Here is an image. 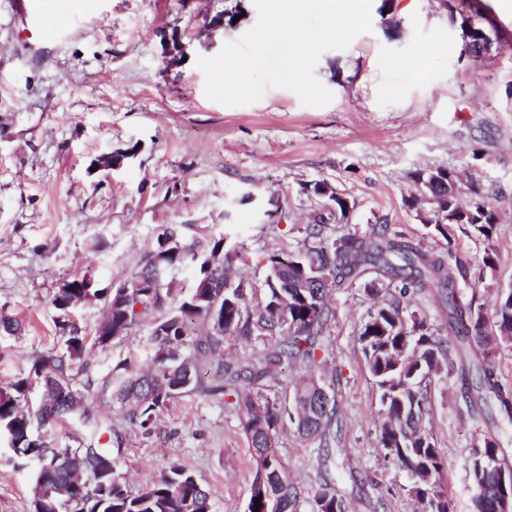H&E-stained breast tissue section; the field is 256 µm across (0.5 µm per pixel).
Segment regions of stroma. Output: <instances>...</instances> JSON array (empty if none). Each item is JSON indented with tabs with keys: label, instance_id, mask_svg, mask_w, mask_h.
<instances>
[{
	"label": "stroma",
	"instance_id": "35a3bbf8",
	"mask_svg": "<svg viewBox=\"0 0 512 512\" xmlns=\"http://www.w3.org/2000/svg\"><path fill=\"white\" fill-rule=\"evenodd\" d=\"M19 2L0 0V313L22 324L0 332V388L36 356L60 351L58 288L87 272L102 288L126 280L165 224L189 225L202 240L228 235L250 303L264 304L269 255L302 248L325 205L307 191L317 180L349 203L345 218L328 219V238L384 229L453 253L472 271L460 296L489 315L512 287V0H393L388 13L372 0L371 32L316 65L333 94L323 107L277 87L248 105L206 97L196 60L256 24L253 0H50L46 25L70 28L61 44L26 30ZM234 4L240 20L214 26ZM468 20L493 40L490 54H466ZM433 44L443 52L427 55ZM395 59L415 65L395 68ZM129 148L136 154L120 166L98 167L100 156ZM438 167L487 194L497 215L491 240L455 227L445 237L425 223L432 206L418 176ZM489 250L492 271L482 263ZM329 306L318 380L338 406V484L352 512H413L411 479L378 441L379 391L359 341L372 300L357 286L334 291ZM148 329L89 350L71 367L73 388L144 358ZM90 411L118 435L117 474L132 489L175 462L208 491L212 512H247L256 463L223 397L179 395L148 435L119 403ZM424 425L442 453L448 512H471L465 462L486 427L468 415L456 376L433 380ZM274 437L293 481L318 483L317 440L286 421ZM35 472L0 436V512H33Z\"/></svg>",
	"mask_w": 512,
	"mask_h": 512
}]
</instances>
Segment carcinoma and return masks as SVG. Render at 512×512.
Returning a JSON list of instances; mask_svg holds the SVG:
<instances>
[{
    "label": "carcinoma",
    "mask_w": 512,
    "mask_h": 512,
    "mask_svg": "<svg viewBox=\"0 0 512 512\" xmlns=\"http://www.w3.org/2000/svg\"><path fill=\"white\" fill-rule=\"evenodd\" d=\"M467 52L480 57L483 45L492 41L482 28L471 24ZM418 181L434 199V229L445 239L454 225L490 240L497 216L491 206L478 200V188H470L475 200L460 201L455 172L435 168ZM322 214L306 226L313 245L297 251L274 253L268 258L267 300L252 312L242 284L227 276L237 254L226 249L223 237L210 240L209 249L184 236L182 226L166 225L130 282L114 288H97L89 275L65 283L52 304L61 312L56 325L61 330L64 351L35 359L27 376L7 390H0V433L8 437L15 453L25 458L56 464L34 478V512H209L208 493L184 466L171 463L159 477L137 492L116 476L117 459L101 443L83 448L61 446L54 438H33L32 424L51 426L79 413L92 420L85 396L71 384L69 370L92 347H105L151 318L148 333L141 337L148 354L147 366L124 361L113 373L87 379L96 398L108 404L121 403L129 423L145 432L152 429L158 409L190 391L205 395L222 393L242 414V429L254 450L256 473L247 512H351V502L336 491L334 479L321 476L317 486L303 492L290 479L278 452L273 427L283 418L296 426L302 437L335 441L337 404L314 408L313 397L320 383L305 378L294 386V411L281 410L263 396L266 383L283 363L318 367L323 359L320 336L331 320L326 302L329 290L347 288L367 270L375 269L393 289L389 299H378L376 282H369L372 309L361 326L359 339L365 362L380 392L383 420L380 446L400 464L411 479L409 495L424 512H448L440 484L442 456L433 435L423 427L428 393L435 376L465 372L466 362L476 368L474 391L467 392L472 414L493 419H512V391L504 388L489 364L484 350L493 338L512 340V291L500 292L495 301L496 333L486 329V316L476 298L460 300L457 288L471 278L469 266L443 254H434L411 241L386 233L347 235L333 241L324 237ZM188 263L199 267L191 293L179 299L173 293L174 269ZM447 291L448 329L468 351L451 350L428 332L423 318L406 314L403 303L430 289ZM103 302V319L94 335L68 318L77 301ZM282 334L257 364L242 363L224 353V339L248 336L253 331ZM192 346L184 355L183 348ZM214 364L223 372L222 384L205 387L198 364ZM43 388V399L31 410L23 402L33 385ZM468 469L475 489L473 512H495V496L502 475L512 476V466L500 442L492 435L471 449ZM261 506H256L255 500Z\"/></svg>",
    "instance_id": "obj_1"
}]
</instances>
